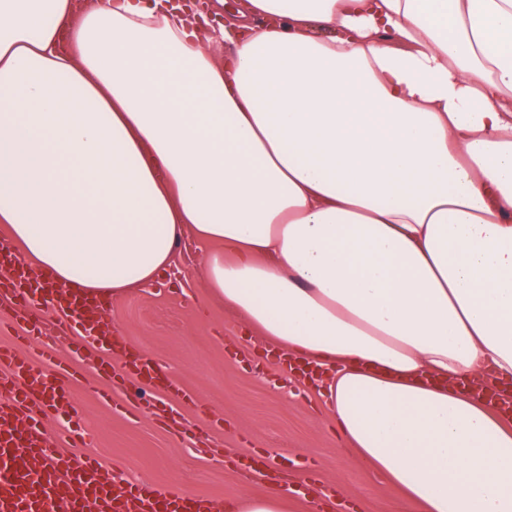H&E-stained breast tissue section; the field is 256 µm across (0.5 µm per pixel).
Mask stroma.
Instances as JSON below:
<instances>
[{
    "mask_svg": "<svg viewBox=\"0 0 512 512\" xmlns=\"http://www.w3.org/2000/svg\"><path fill=\"white\" fill-rule=\"evenodd\" d=\"M169 276L167 286L134 290L110 303L105 317L127 349L151 357L190 392V400L176 405L179 431L149 415L117 410L122 390L65 338L53 354L77 373L74 398L48 428L79 414L91 435L81 453L121 464L127 479L206 497L216 512L236 497L268 489V482L245 479L233 466L256 453L267 455L271 469L289 482L310 476L313 491L344 490L350 512H392L398 492L338 449L336 425L317 391L265 358L263 343L243 335L237 316L211 298L202 247L191 235L178 243ZM104 391L114 405L101 399ZM217 415L223 428L212 426Z\"/></svg>",
    "mask_w": 512,
    "mask_h": 512,
    "instance_id": "stroma-1",
    "label": "stroma"
}]
</instances>
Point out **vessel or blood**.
Instances as JSON below:
<instances>
[{
    "label": "vessel or blood",
    "instance_id": "vessel-or-blood-1",
    "mask_svg": "<svg viewBox=\"0 0 512 512\" xmlns=\"http://www.w3.org/2000/svg\"><path fill=\"white\" fill-rule=\"evenodd\" d=\"M43 285L22 263L0 279V292L16 304L15 324L37 341L43 338V324L32 300ZM52 307L65 324L75 325L88 346L87 360H96L93 345L101 337V314L95 305L62 298ZM131 371L139 382L164 388L177 399L184 396L150 360H140ZM73 377V371L46 352L0 348V385L9 384L11 391L9 402L0 404V512H45L56 500L66 502L71 512H211L202 498L144 481L132 483L91 456L51 449L44 421L58 404L69 401Z\"/></svg>",
    "mask_w": 512,
    "mask_h": 512
}]
</instances>
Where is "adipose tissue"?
I'll use <instances>...</instances> for the list:
<instances>
[{"mask_svg": "<svg viewBox=\"0 0 512 512\" xmlns=\"http://www.w3.org/2000/svg\"><path fill=\"white\" fill-rule=\"evenodd\" d=\"M0 227L115 301L192 233L401 512H512V0H0Z\"/></svg>", "mask_w": 512, "mask_h": 512, "instance_id": "obj_1", "label": "adipose tissue"}]
</instances>
